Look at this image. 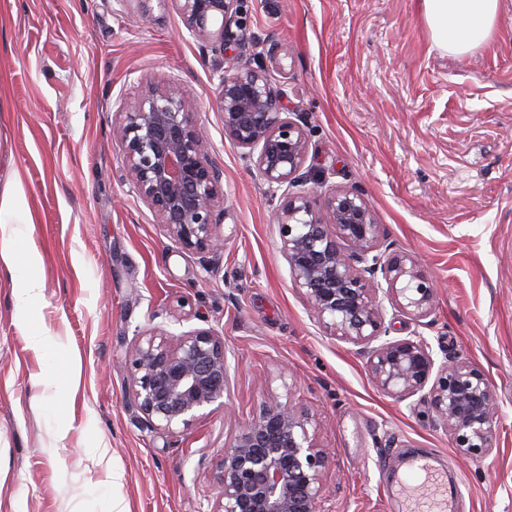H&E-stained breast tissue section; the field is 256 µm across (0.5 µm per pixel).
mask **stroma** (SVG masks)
I'll use <instances>...</instances> for the list:
<instances>
[{"label": "stroma", "instance_id": "obj_1", "mask_svg": "<svg viewBox=\"0 0 512 512\" xmlns=\"http://www.w3.org/2000/svg\"><path fill=\"white\" fill-rule=\"evenodd\" d=\"M238 21L225 51L171 0H0V191L19 179L31 217L0 252V512H213L225 446L272 399L319 423V512H409L414 491L378 466L405 448L438 454L461 512H512V0L461 59L433 45L420 0H241ZM259 41L277 45L271 83L307 136L300 190H358L392 251L438 285L419 320L383 300L390 339L423 338L436 363L462 356L490 378L487 458H460L427 390H381L294 287L281 195L215 105L222 70L255 64ZM162 78L184 87L223 173L224 252L207 267L135 197L112 138ZM22 281L37 292L25 307ZM158 326L216 329L230 364L227 410L172 435L133 407L126 364Z\"/></svg>", "mask_w": 512, "mask_h": 512}]
</instances>
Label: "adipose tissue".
I'll list each match as a JSON object with an SVG mask.
<instances>
[{
	"mask_svg": "<svg viewBox=\"0 0 512 512\" xmlns=\"http://www.w3.org/2000/svg\"><path fill=\"white\" fill-rule=\"evenodd\" d=\"M421 7L436 48L460 58L487 44L501 18V0H421Z\"/></svg>",
	"mask_w": 512,
	"mask_h": 512,
	"instance_id": "obj_1",
	"label": "adipose tissue"
}]
</instances>
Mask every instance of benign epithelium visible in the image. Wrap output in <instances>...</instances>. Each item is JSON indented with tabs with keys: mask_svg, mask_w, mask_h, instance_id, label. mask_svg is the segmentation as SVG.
<instances>
[{
	"mask_svg": "<svg viewBox=\"0 0 512 512\" xmlns=\"http://www.w3.org/2000/svg\"><path fill=\"white\" fill-rule=\"evenodd\" d=\"M191 35L236 44L240 0H171ZM216 106L224 136L254 159L273 191L300 179L308 142L285 111L262 66L222 71ZM132 192L179 247L204 262L224 249L215 222L224 210L222 176L196 113L175 80L151 85L112 126ZM294 287L336 339L369 345L381 336V290L401 310L426 316L437 285L404 255H385L381 225L354 189H330L323 200L284 193L274 215ZM132 402L144 421L171 431L200 412L225 407L229 363L224 337L214 329L141 335L128 356ZM366 369L381 389L403 395L431 384L439 424L466 459L486 457L494 444L497 397L486 374L467 358L435 366L422 339L387 341L368 353ZM328 453L317 422L292 402L262 403L240 425L219 461L213 512H318Z\"/></svg>",
	"mask_w": 512,
	"mask_h": 512,
	"instance_id": "obj_1",
	"label": "benign epithelium"
}]
</instances>
